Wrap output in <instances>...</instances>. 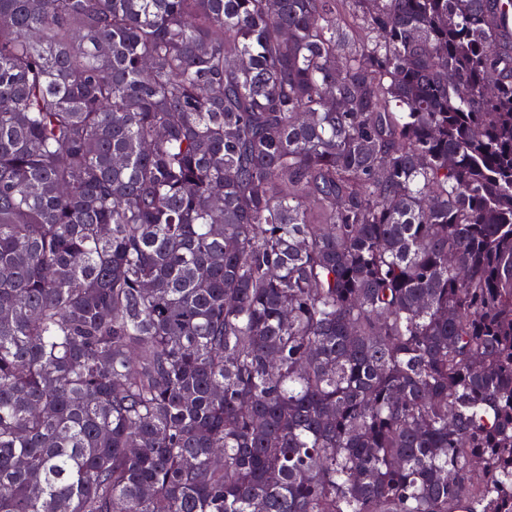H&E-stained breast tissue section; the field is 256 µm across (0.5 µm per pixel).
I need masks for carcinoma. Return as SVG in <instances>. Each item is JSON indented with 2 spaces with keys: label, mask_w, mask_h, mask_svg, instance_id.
Returning <instances> with one entry per match:
<instances>
[{
  "label": "carcinoma",
  "mask_w": 512,
  "mask_h": 512,
  "mask_svg": "<svg viewBox=\"0 0 512 512\" xmlns=\"http://www.w3.org/2000/svg\"><path fill=\"white\" fill-rule=\"evenodd\" d=\"M501 4L0 0V512H512Z\"/></svg>",
  "instance_id": "obj_1"
}]
</instances>
